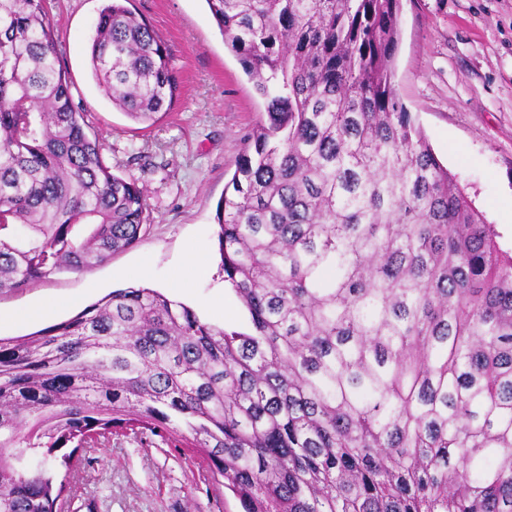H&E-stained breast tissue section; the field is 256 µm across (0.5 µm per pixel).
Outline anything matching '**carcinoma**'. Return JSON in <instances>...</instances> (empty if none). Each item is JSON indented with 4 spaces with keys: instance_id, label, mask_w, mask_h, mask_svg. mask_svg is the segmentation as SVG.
Masks as SVG:
<instances>
[{
    "instance_id": "1",
    "label": "carcinoma",
    "mask_w": 512,
    "mask_h": 512,
    "mask_svg": "<svg viewBox=\"0 0 512 512\" xmlns=\"http://www.w3.org/2000/svg\"><path fill=\"white\" fill-rule=\"evenodd\" d=\"M127 3L101 9L91 73L152 126L179 83ZM206 3L267 115L216 214L248 326L128 287L0 337V512H59L46 463L138 427L204 455L244 512H512V255L397 97L401 0ZM62 55L43 0H0V294L149 221Z\"/></svg>"
}]
</instances>
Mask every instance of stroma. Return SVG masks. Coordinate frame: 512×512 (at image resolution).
<instances>
[{"mask_svg": "<svg viewBox=\"0 0 512 512\" xmlns=\"http://www.w3.org/2000/svg\"><path fill=\"white\" fill-rule=\"evenodd\" d=\"M104 4L49 0L48 18L64 46L73 101L103 138L108 164L147 186L150 223L137 246L83 274L0 294V336L42 330L39 322H11L16 310L49 304L56 324L130 286L180 301L202 322L241 329L245 310L220 266L216 206L264 101L205 0H130L166 44L179 82L177 100L156 124L130 120L91 75L93 23ZM398 21L397 96L512 254V223L504 219L512 207V0H402ZM193 253L206 258L204 275H183ZM79 457V474L54 468L68 481L72 512H242L200 453L160 436H116Z\"/></svg>", "mask_w": 512, "mask_h": 512, "instance_id": "1", "label": "stroma"}]
</instances>
